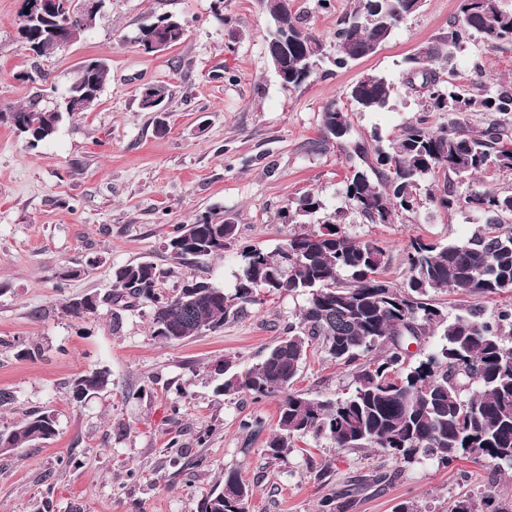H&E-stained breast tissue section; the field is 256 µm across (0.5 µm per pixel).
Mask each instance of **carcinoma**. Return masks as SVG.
<instances>
[{
	"mask_svg": "<svg viewBox=\"0 0 512 512\" xmlns=\"http://www.w3.org/2000/svg\"><path fill=\"white\" fill-rule=\"evenodd\" d=\"M70 7L51 21L38 20L18 30L24 47L35 57H50L47 33L63 32L67 42L95 25L99 14ZM414 0H356L350 20L361 22L353 34L359 58L374 54L373 47L388 42L394 32L391 19L409 15ZM271 24L264 40L274 60L283 30L293 49L288 61V88L307 83L327 59L324 41L305 27L300 13L289 14L282 0H261ZM162 35L175 46L185 27L171 15L156 17ZM479 37L490 44L512 42V11L501 0H458L448 33L427 46L420 59L406 60L404 84L414 88L408 75L432 87L419 93L423 114L388 140L373 131L370 140L356 141L346 151L351 162L343 195L350 209L371 224H388L403 211L416 209L419 184L440 179L474 176L491 169L512 171V83L494 89L482 82L463 86L456 82L453 61L464 39ZM110 77L107 65L93 59L74 72L70 86L54 106L42 104L33 93L20 106L0 108V123L12 127L26 146L35 149L54 138L65 117L88 111L86 93L103 91ZM395 90L392 80L372 74L350 85L345 98L361 112L388 108ZM168 96L162 84H145L138 96L140 111L148 100ZM429 112L454 116L448 126L428 125ZM491 116L486 127L469 130V114ZM350 128L347 113L336 102L323 109L322 138H336L335 127ZM430 201L444 209L476 211L483 223L464 241L448 244L412 237L404 248L407 279L394 285L382 279L387 265L385 246L376 239L357 241L343 227L345 212L325 220L310 233L292 236L286 246L267 251L246 246L236 252L239 273L233 289L225 291L202 279L188 281L180 291L157 292L161 272L149 262L113 269L115 289L105 301L124 310L135 300L152 306V335L176 343L219 328L258 302L261 294L295 293L305 299L300 318L288 324L284 336L261 361L245 371L224 359V373L215 378V392L254 399H273L277 424L267 441L268 455L276 458L292 441L307 434L326 435L344 450L374 448L405 463L432 459L442 467L480 460L504 473L512 471V307L492 316L476 307L452 318L433 294L450 290L465 297H488L512 291V195L491 192L458 194L443 185V195ZM322 208L321 200L306 193L288 208L293 223ZM237 225L211 214L191 224H173L164 245L178 260L222 256L236 239ZM99 297L88 295L63 303L77 319L96 312ZM438 336L434 351L413 359L411 343ZM320 346L336 363L353 370L350 389L334 400L311 398L293 390L300 363L312 345ZM109 384L104 371L81 376L73 396L101 391ZM51 416L31 415L0 430V453L32 445L54 436ZM249 486L234 471L224 473V484L201 504V512H248ZM450 512H512V499L490 488L480 499L465 496Z\"/></svg>",
	"mask_w": 512,
	"mask_h": 512,
	"instance_id": "1",
	"label": "carcinoma"
}]
</instances>
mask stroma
<instances>
[{"mask_svg":"<svg viewBox=\"0 0 512 512\" xmlns=\"http://www.w3.org/2000/svg\"><path fill=\"white\" fill-rule=\"evenodd\" d=\"M354 3L331 0L326 9L319 0H294L326 41ZM456 8L457 0H424L373 56L288 90L268 61L260 0H105L92 28L40 60L17 39L21 0H0V106L31 95L17 72L41 68L51 106L83 60L103 56L110 66L97 107L67 118L51 142L30 150L0 126V391L11 396L0 405V429L34 413L55 420L46 443L0 455V512H200L229 470L253 490L248 512H318L322 498L376 473L386 482L348 500L343 512H394L404 502L416 512H450L493 481L512 496V472L497 476L482 462L406 465L374 449L336 448L323 436L268 456L275 401L215 395L209 366L225 357L259 361L297 320L303 297L261 296L245 317L184 343L153 336L149 303L123 311L116 324L105 301L113 267L141 261L162 271L166 296L191 278L233 287L234 256L178 261L164 247L170 225L214 214L236 225L237 246L272 251L317 228L314 219L283 218L303 194L319 196L322 216L347 209L346 154L320 141L325 105L372 72L398 82L406 58L446 34ZM150 14L179 18L183 41L143 51L135 36ZM477 68L487 85L512 81V42L468 41L455 59L457 82L469 84ZM147 83L169 90L163 116L138 107ZM418 114L417 97L398 83L388 109L349 110L351 136L362 140L376 129L388 139ZM479 221L425 200L391 223L352 215L345 228L386 245L384 276L400 284L410 237L458 242ZM65 268L77 274L63 282ZM87 294L102 298L94 314L65 313L64 299ZM96 369L109 371L110 385L75 401L74 381ZM351 382V368L313 346L294 388L328 399ZM245 417L263 419V431L240 432ZM173 439L179 448H170Z\"/></svg>","mask_w":512,"mask_h":512,"instance_id":"obj_1","label":"stroma"}]
</instances>
